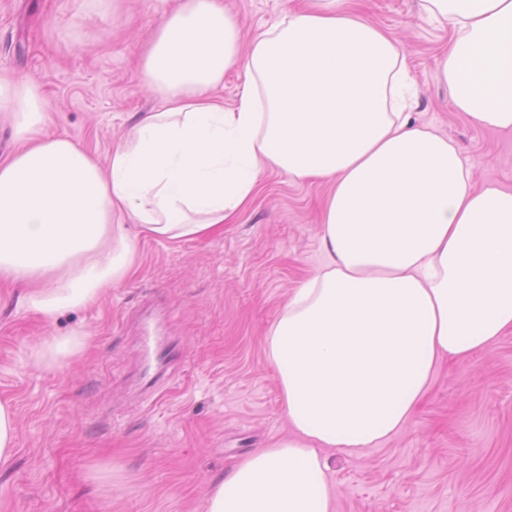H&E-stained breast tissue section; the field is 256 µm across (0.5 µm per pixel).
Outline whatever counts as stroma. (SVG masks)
<instances>
[{
	"mask_svg": "<svg viewBox=\"0 0 512 512\" xmlns=\"http://www.w3.org/2000/svg\"><path fill=\"white\" fill-rule=\"evenodd\" d=\"M180 0H0V72L39 85L53 133L107 162L141 113L160 107L137 77L146 43ZM243 42L303 0H223ZM406 50L416 123L454 141L476 184L512 189V130L475 126L436 78L452 30L419 0H357ZM323 182L265 171L222 231L141 239L139 267L94 306L48 320L0 283V401L17 441L0 466V512H203L211 482L288 432L266 335L324 261ZM169 350L147 366L141 330ZM75 329L86 351L25 364ZM335 512H512V331L441 361L410 420L361 454L325 455Z\"/></svg>",
	"mask_w": 512,
	"mask_h": 512,
	"instance_id": "obj_1",
	"label": "stroma"
}]
</instances>
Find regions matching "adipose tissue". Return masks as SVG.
Wrapping results in <instances>:
<instances>
[{
    "label": "adipose tissue",
    "mask_w": 512,
    "mask_h": 512,
    "mask_svg": "<svg viewBox=\"0 0 512 512\" xmlns=\"http://www.w3.org/2000/svg\"><path fill=\"white\" fill-rule=\"evenodd\" d=\"M453 37L437 78L473 124L512 130V0H420ZM248 80L231 111L210 95ZM142 83L162 102L107 165L45 131L37 85L0 73L20 143L0 161V276L46 318L97 303L130 276L136 242L222 229L269 167L331 182L326 259L267 336L287 437L213 481L204 512H335L324 450L360 453L394 434L438 362L512 330V190L475 186L448 139L417 126L406 56L348 0H311L239 50L222 0H184L147 48ZM86 332L31 349L41 369ZM246 80L247 75L243 69L229 70L211 94L216 101L224 104L225 110L233 109L239 102V95Z\"/></svg>",
    "instance_id": "adipose-tissue-1"
}]
</instances>
